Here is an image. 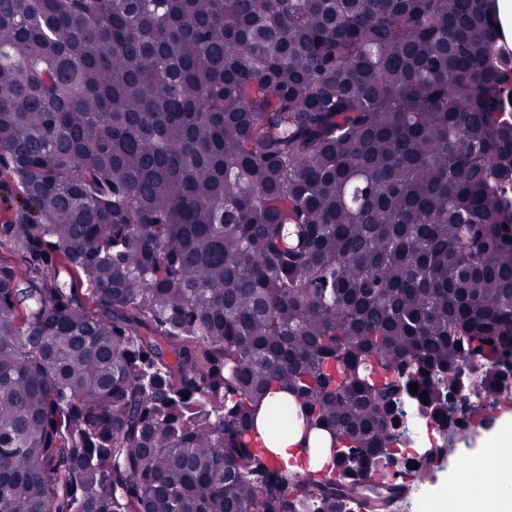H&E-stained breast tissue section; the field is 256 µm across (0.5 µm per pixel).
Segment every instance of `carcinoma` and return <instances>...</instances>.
Wrapping results in <instances>:
<instances>
[{
    "label": "carcinoma",
    "mask_w": 512,
    "mask_h": 512,
    "mask_svg": "<svg viewBox=\"0 0 512 512\" xmlns=\"http://www.w3.org/2000/svg\"><path fill=\"white\" fill-rule=\"evenodd\" d=\"M505 43L495 0H0L13 235L93 300L0 264V512H392L403 419L512 385Z\"/></svg>",
    "instance_id": "1"
}]
</instances>
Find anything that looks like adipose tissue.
<instances>
[{"instance_id":"ef3b65f1","label":"adipose tissue","mask_w":512,"mask_h":512,"mask_svg":"<svg viewBox=\"0 0 512 512\" xmlns=\"http://www.w3.org/2000/svg\"><path fill=\"white\" fill-rule=\"evenodd\" d=\"M496 462L498 478L494 484L482 483L487 462ZM469 469L480 480L475 491L455 496L439 491L430 500L428 512H512V418L490 435L482 449L470 459Z\"/></svg>"}]
</instances>
